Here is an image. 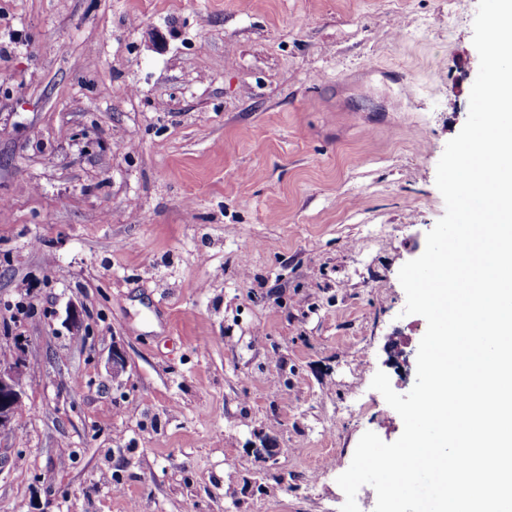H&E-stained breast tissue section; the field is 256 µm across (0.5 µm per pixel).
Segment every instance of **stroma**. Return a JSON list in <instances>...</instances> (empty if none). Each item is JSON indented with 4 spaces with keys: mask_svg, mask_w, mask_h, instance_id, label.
I'll return each instance as SVG.
<instances>
[{
    "mask_svg": "<svg viewBox=\"0 0 512 512\" xmlns=\"http://www.w3.org/2000/svg\"><path fill=\"white\" fill-rule=\"evenodd\" d=\"M476 11L0 0V351L29 363L0 512H340L363 433L403 431L370 384L416 379L398 272L445 213Z\"/></svg>",
    "mask_w": 512,
    "mask_h": 512,
    "instance_id": "1",
    "label": "stroma"
}]
</instances>
